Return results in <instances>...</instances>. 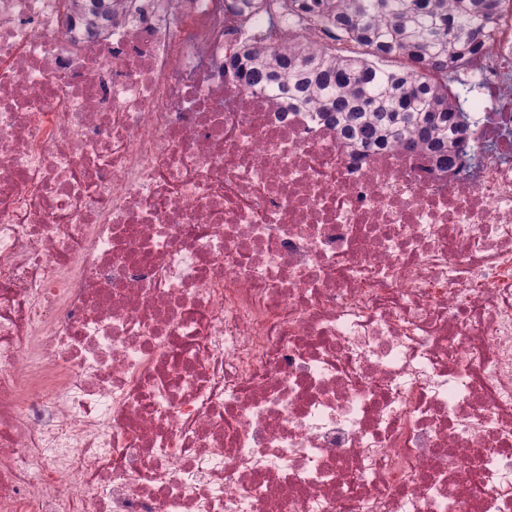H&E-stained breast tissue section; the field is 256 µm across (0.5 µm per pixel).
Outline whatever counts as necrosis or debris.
Listing matches in <instances>:
<instances>
[{"mask_svg":"<svg viewBox=\"0 0 512 512\" xmlns=\"http://www.w3.org/2000/svg\"><path fill=\"white\" fill-rule=\"evenodd\" d=\"M464 153L225 72L224 0H0V512L512 504V0Z\"/></svg>","mask_w":512,"mask_h":512,"instance_id":"necrosis-or-debris-1","label":"necrosis or debris"}]
</instances>
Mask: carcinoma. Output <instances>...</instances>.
<instances>
[{
	"label": "carcinoma",
	"mask_w": 512,
	"mask_h": 512,
	"mask_svg": "<svg viewBox=\"0 0 512 512\" xmlns=\"http://www.w3.org/2000/svg\"><path fill=\"white\" fill-rule=\"evenodd\" d=\"M246 23L229 65L252 89L316 112L355 148L399 145L439 168L459 156L469 101L454 74L484 46L499 0H229ZM310 30L316 38H301ZM288 43L268 44V34Z\"/></svg>",
	"instance_id": "carcinoma-1"
}]
</instances>
